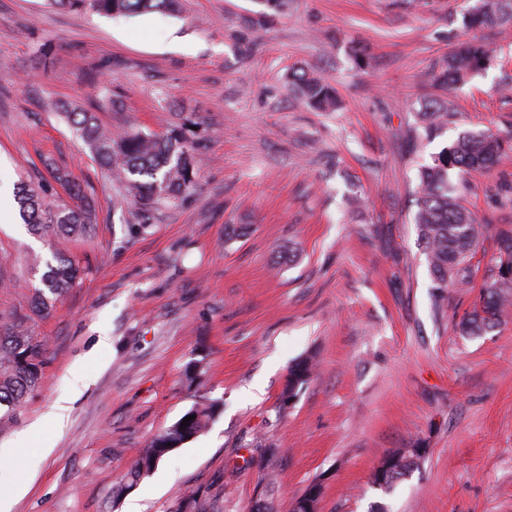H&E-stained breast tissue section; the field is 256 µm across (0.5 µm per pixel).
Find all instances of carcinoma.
Masks as SVG:
<instances>
[{
    "label": "carcinoma",
    "mask_w": 512,
    "mask_h": 512,
    "mask_svg": "<svg viewBox=\"0 0 512 512\" xmlns=\"http://www.w3.org/2000/svg\"><path fill=\"white\" fill-rule=\"evenodd\" d=\"M53 3L73 11L89 10L106 16L170 13L178 8V0H53ZM511 20L509 0H479V5L464 16V24L469 28L502 26ZM493 62L494 51L483 42L471 39L458 44L439 61L435 81L441 86L461 83L488 69ZM289 82L292 90L315 109L335 110L340 106L335 90L317 78L292 73ZM62 110L80 132L94 161L126 184L142 216H147L159 201L176 198L195 188L189 151L180 134L116 136L90 112L65 105ZM450 114L451 109L442 103H426L416 112L415 125L409 128L411 139L417 144L434 140L445 130ZM511 143L512 132L502 135L489 130L466 131L435 156L432 164L420 169L414 223L436 290L470 282L471 259L485 230L457 201L448 171L470 173L489 169ZM46 170L65 188L73 204H62L48 190L37 191L23 182L16 194L22 219L41 233L87 235L91 230L92 209L83 186L54 163L46 164ZM497 241L495 274L456 325L461 336H481L493 331L504 309L512 304V228L498 230ZM80 276L81 269L73 259L55 256V263H46L41 277L43 288L34 294L32 311L47 313L51 307L48 295L61 294ZM44 353L43 345L21 321L0 332V407L17 406L40 387ZM218 409L219 405L213 402L194 405L187 415L195 419L188 421L186 427L178 420L152 438L129 476L138 478L150 472L162 457L203 432Z\"/></svg>",
    "instance_id": "cac0c4a2"
}]
</instances>
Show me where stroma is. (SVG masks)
<instances>
[{"label": "stroma", "mask_w": 512, "mask_h": 512, "mask_svg": "<svg viewBox=\"0 0 512 512\" xmlns=\"http://www.w3.org/2000/svg\"><path fill=\"white\" fill-rule=\"evenodd\" d=\"M288 2L276 13L258 0H181L174 14L108 17L0 0V211L17 213L15 185H38L46 158L95 210L84 237L0 223V324L24 318L45 347L38 390L0 410V450L70 397L74 365L89 377L64 428L47 431L54 450L36 478L0 464V479L32 482L15 512H126L134 499L178 512L191 492L206 512H254L259 499L289 512L315 482L321 512H512V308L486 335L454 331L495 264L497 231L512 227L500 190L512 149L489 171L450 174L487 227L468 287L435 301L413 222L420 166L462 132L512 128V28L467 29L477 0ZM475 37L496 62L434 87L436 62ZM295 71L335 87L342 109L300 100ZM429 91L453 113L415 153L405 131ZM64 103L116 132L177 130L196 190L142 222ZM228 224L250 231L229 240ZM288 245L294 261L277 264ZM57 254L85 274L33 315ZM305 357L313 374L285 399ZM203 401L220 406L211 424L128 484L147 442ZM406 448L424 449L418 467L391 494L373 487L379 459ZM269 451L270 487L258 466Z\"/></svg>", "instance_id": "35a3bbf8"}]
</instances>
